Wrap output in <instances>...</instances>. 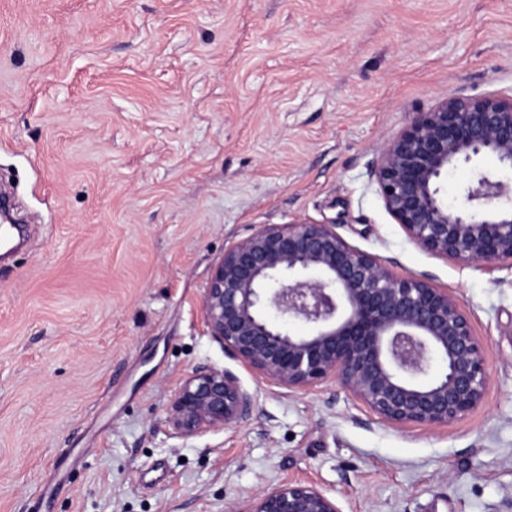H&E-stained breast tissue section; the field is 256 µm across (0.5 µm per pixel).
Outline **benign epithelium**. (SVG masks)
<instances>
[{"label":"benign epithelium","instance_id":"obj_1","mask_svg":"<svg viewBox=\"0 0 512 512\" xmlns=\"http://www.w3.org/2000/svg\"><path fill=\"white\" fill-rule=\"evenodd\" d=\"M484 154L512 170V97L450 95L381 147L378 193L421 249L512 268V179L477 171L456 206L440 196L449 169ZM204 310L210 336L258 375L291 391L333 380L393 426H451L488 387L484 343L457 299L395 274L334 224H264L224 248ZM294 323L307 332L293 333ZM253 403L232 371L203 368L176 393L168 423L193 437L247 421ZM237 512L342 510L322 489L288 483Z\"/></svg>","mask_w":512,"mask_h":512}]
</instances>
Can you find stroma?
<instances>
[{
  "label": "stroma",
  "instance_id": "obj_1",
  "mask_svg": "<svg viewBox=\"0 0 512 512\" xmlns=\"http://www.w3.org/2000/svg\"><path fill=\"white\" fill-rule=\"evenodd\" d=\"M512 95V0H0V512H229L288 482L342 512H512V269L423 251L380 148L448 95ZM334 223L459 301L480 408L397 428L228 357L203 296L261 224ZM254 396L183 437L198 368Z\"/></svg>",
  "mask_w": 512,
  "mask_h": 512
}]
</instances>
